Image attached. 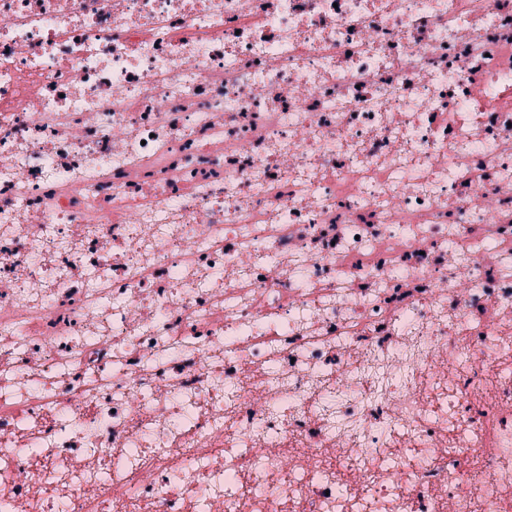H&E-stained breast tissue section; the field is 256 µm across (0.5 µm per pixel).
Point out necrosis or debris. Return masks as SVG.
I'll use <instances>...</instances> for the list:
<instances>
[{
  "label": "necrosis or debris",
  "instance_id": "1",
  "mask_svg": "<svg viewBox=\"0 0 512 512\" xmlns=\"http://www.w3.org/2000/svg\"><path fill=\"white\" fill-rule=\"evenodd\" d=\"M0 512H512V0H0Z\"/></svg>",
  "mask_w": 512,
  "mask_h": 512
}]
</instances>
